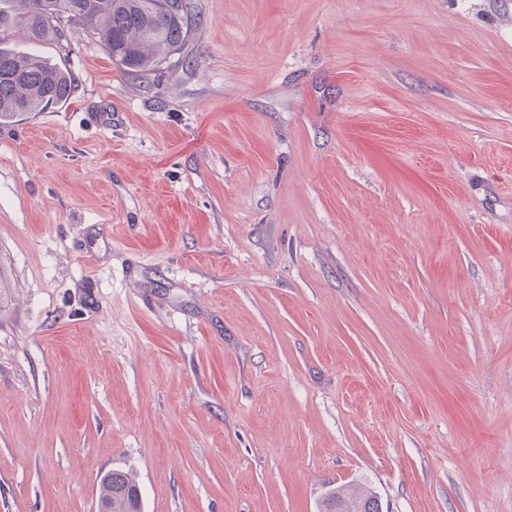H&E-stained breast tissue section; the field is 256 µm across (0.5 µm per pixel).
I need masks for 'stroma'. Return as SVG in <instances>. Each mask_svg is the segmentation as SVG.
<instances>
[{
    "mask_svg": "<svg viewBox=\"0 0 512 512\" xmlns=\"http://www.w3.org/2000/svg\"><path fill=\"white\" fill-rule=\"evenodd\" d=\"M79 27L0 125V512H512V0H192ZM190 0H0L2 28H20L31 44L65 37L64 20L91 30L128 74L149 79L185 43ZM139 489L126 474L110 472L100 483L97 512H141ZM322 512H380L376 495L369 489L332 490L326 497Z\"/></svg>",
    "mask_w": 512,
    "mask_h": 512,
    "instance_id": "1",
    "label": "stroma"
}]
</instances>
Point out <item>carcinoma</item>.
I'll return each mask as SVG.
<instances>
[{"label": "carcinoma", "mask_w": 512, "mask_h": 512, "mask_svg": "<svg viewBox=\"0 0 512 512\" xmlns=\"http://www.w3.org/2000/svg\"><path fill=\"white\" fill-rule=\"evenodd\" d=\"M191 0H0V29L20 28L32 44L65 37L64 21L91 30L127 73L148 79L185 43ZM69 73L43 57L0 47V123H12L66 101ZM97 512H141L139 489L127 475L106 474ZM322 512H380L376 495L364 488L332 490Z\"/></svg>", "instance_id": "cac0c4a2"}]
</instances>
